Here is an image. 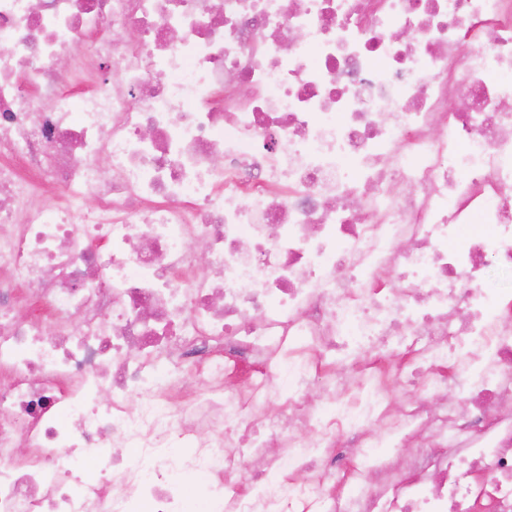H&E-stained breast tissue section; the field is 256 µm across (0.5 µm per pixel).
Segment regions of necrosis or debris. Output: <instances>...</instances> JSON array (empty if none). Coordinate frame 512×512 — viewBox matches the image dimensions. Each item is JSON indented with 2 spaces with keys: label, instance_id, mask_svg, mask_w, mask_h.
Listing matches in <instances>:
<instances>
[{
  "label": "necrosis or debris",
  "instance_id": "necrosis-or-debris-1",
  "mask_svg": "<svg viewBox=\"0 0 512 512\" xmlns=\"http://www.w3.org/2000/svg\"><path fill=\"white\" fill-rule=\"evenodd\" d=\"M494 273L512 0H0V512H512Z\"/></svg>",
  "mask_w": 512,
  "mask_h": 512
}]
</instances>
